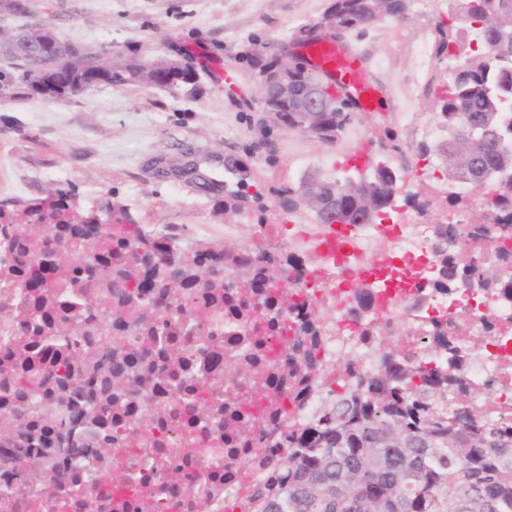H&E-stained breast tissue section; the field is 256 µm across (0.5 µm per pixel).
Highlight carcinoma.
<instances>
[{
  "label": "carcinoma",
  "mask_w": 512,
  "mask_h": 512,
  "mask_svg": "<svg viewBox=\"0 0 512 512\" xmlns=\"http://www.w3.org/2000/svg\"><path fill=\"white\" fill-rule=\"evenodd\" d=\"M448 23L437 28V54L460 58L448 84L437 96V109L448 124L475 130L491 126L512 138V44L501 42L500 31L487 24L490 18L512 22V0H449ZM396 16L406 13L409 0H333L327 16L345 28L361 27L374 17L376 6ZM129 59L99 64L96 51L84 47L73 71L56 74L58 83L70 84L64 96H78L99 86H142L146 81L132 67L138 48L128 47ZM30 51L0 67V100H31L42 72L30 63ZM194 85L187 74H165L151 85L178 88ZM348 98L339 97L336 109L325 113V128L317 137L331 143L350 121ZM448 152V169L459 168L456 140L450 135L435 144H423L425 156ZM386 165L369 167L372 193L385 197L391 191L381 175ZM498 209L512 212V182L493 183L485 189ZM32 205L35 220L15 224L0 212V229L12 256L7 275L17 287L28 286L50 269V288H79L80 296L97 288L115 290L121 309L134 313L143 304L142 287L127 266L129 246L142 238L137 227L128 239L105 249L94 264L76 256L92 249L84 220L66 214L67 193ZM356 197H340L337 221L354 223ZM442 259L434 286L449 291L466 274L478 285L489 283L478 271L471 254L459 252ZM202 253L165 250L155 274L173 289L183 274L198 272ZM48 335L62 339L71 356L86 354L82 338L60 322ZM448 347V361L430 366L408 347L381 353L379 367L362 371L349 363L342 367L345 390L329 392L317 415L309 422L288 421V429L274 442L258 444L257 462L272 448L285 449L280 466L246 487L235 507L240 512H512V408L497 402L476 409L467 403L471 389L466 368L474 356L470 347L433 337ZM318 360L314 349L301 357H288V384L304 391Z\"/></svg>",
  "instance_id": "cac0c4a2"
}]
</instances>
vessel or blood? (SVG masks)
<instances>
[{"label": "vessel or blood", "mask_w": 512, "mask_h": 512, "mask_svg": "<svg viewBox=\"0 0 512 512\" xmlns=\"http://www.w3.org/2000/svg\"><path fill=\"white\" fill-rule=\"evenodd\" d=\"M308 56L324 79L349 97L355 111H381L384 89L350 47L324 38L309 46Z\"/></svg>", "instance_id": "vessel-or-blood-1"}]
</instances>
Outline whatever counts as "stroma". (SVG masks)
Segmentation results:
<instances>
[{"label":"stroma","mask_w":512,"mask_h":512,"mask_svg":"<svg viewBox=\"0 0 512 512\" xmlns=\"http://www.w3.org/2000/svg\"><path fill=\"white\" fill-rule=\"evenodd\" d=\"M333 0H29L25 18L0 15V27L47 24L63 39L113 56L135 45L144 56L191 49L198 89L100 86L51 101L0 100V208L28 221L29 204L56 189L69 207L111 222L125 210L144 226L294 224L315 221L301 200L307 179L341 176L348 168L336 144L263 120L253 65L264 45L297 53L300 33L320 22ZM448 0H413L402 17L382 16L342 32L387 89L395 112L356 113L374 160L418 152L416 122L437 113L435 94L448 81L447 57L420 71V41L434 43ZM413 113L411 124L400 122ZM231 158L243 174L222 191L199 193L179 168ZM165 168L169 177L157 176Z\"/></svg>","instance_id":"35a3bbf8"}]
</instances>
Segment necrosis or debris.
I'll return each mask as SVG.
<instances>
[{
    "label": "necrosis or debris",
    "mask_w": 512,
    "mask_h": 512,
    "mask_svg": "<svg viewBox=\"0 0 512 512\" xmlns=\"http://www.w3.org/2000/svg\"><path fill=\"white\" fill-rule=\"evenodd\" d=\"M430 206L418 199L376 224H257L245 241L242 225H197L200 235L240 239L238 252L257 280L250 294L241 293L228 264L223 289L195 280L175 291L154 284L144 291L141 317L122 323L105 322L111 299L101 294L75 303L69 288L35 297L0 287V296H11L41 324L63 320L87 333L99 323L89 348L112 352L110 371H91L84 360L62 385L54 372L69 359L66 346L23 330L19 319H0V420L36 434L50 413L68 415L78 440L22 452L0 438V512H224L260 477L249 460L270 425L312 419L345 362L376 367L367 331L400 341L438 332L456 341L490 331L497 352L474 356L466 378L473 392L493 390L512 368V306L476 287L435 290L440 255ZM272 257L295 261L274 282L264 276ZM358 279L368 289L355 288ZM160 306L182 320L172 330L176 338L185 328L197 330L202 354L176 362L153 345ZM313 336L318 366L300 394L288 387V348H306ZM231 357L266 378L250 403L224 396ZM22 380L31 390L24 409L14 396ZM117 470L123 480L115 485Z\"/></svg>",
    "instance_id": "obj_1"
}]
</instances>
